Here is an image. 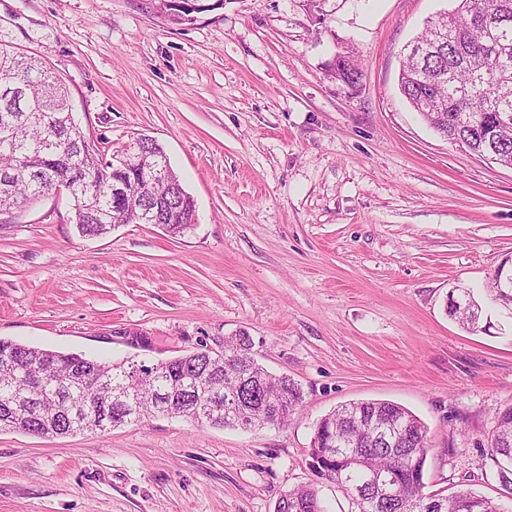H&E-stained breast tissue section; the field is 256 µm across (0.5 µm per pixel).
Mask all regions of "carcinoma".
Segmentation results:
<instances>
[{
	"label": "carcinoma",
	"instance_id": "obj_1",
	"mask_svg": "<svg viewBox=\"0 0 512 512\" xmlns=\"http://www.w3.org/2000/svg\"><path fill=\"white\" fill-rule=\"evenodd\" d=\"M496 5L494 12L482 2ZM456 9L426 25L415 41L426 53L407 54L400 86L404 96L439 135L463 143L487 161L512 166V0H457ZM443 77L436 95L426 94L423 75ZM138 151L145 160L164 156L155 141L135 139L106 151L73 126L65 85L43 63L0 43V211L25 208L54 182L69 193L77 229L100 236L112 224L163 225L180 237L195 224L196 205L188 192L154 215L152 196L165 189L140 185L142 170L118 161ZM129 189L116 204L111 188ZM231 370L197 354L199 367L215 379L221 394L207 398L184 358L147 369L135 362L106 364L77 353H62L0 339V431L40 436L106 433L138 422L135 408L112 403L103 384L137 391L140 403L161 416L215 427L260 428L270 415L278 423L302 403L303 392L286 374L267 371L253 356L244 333L224 339ZM493 455L512 463V407L499 413L490 436ZM427 446L424 423L389 401L345 404L316 425L309 468L342 488L355 512H501L491 498L469 490L450 495L422 493L423 484L391 480L399 463L423 475ZM276 512H326L311 486L284 494Z\"/></svg>",
	"mask_w": 512,
	"mask_h": 512
}]
</instances>
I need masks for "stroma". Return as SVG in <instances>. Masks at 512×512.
Listing matches in <instances>:
<instances>
[{
  "label": "stroma",
  "mask_w": 512,
  "mask_h": 512,
  "mask_svg": "<svg viewBox=\"0 0 512 512\" xmlns=\"http://www.w3.org/2000/svg\"><path fill=\"white\" fill-rule=\"evenodd\" d=\"M156 4L0 0V43L51 68L84 132L112 152L153 138L196 202L178 238L82 236L64 192L0 213V339L138 361L243 332L303 402L279 428L0 432V512H275L302 485L352 512L308 450L323 416L368 400L424 423L427 493L512 512L487 444L512 406V313L486 293L512 259V168L438 135L398 82L455 0H224L191 22ZM340 55L357 84L332 75ZM466 291L472 329L446 310Z\"/></svg>",
  "instance_id": "1"
}]
</instances>
